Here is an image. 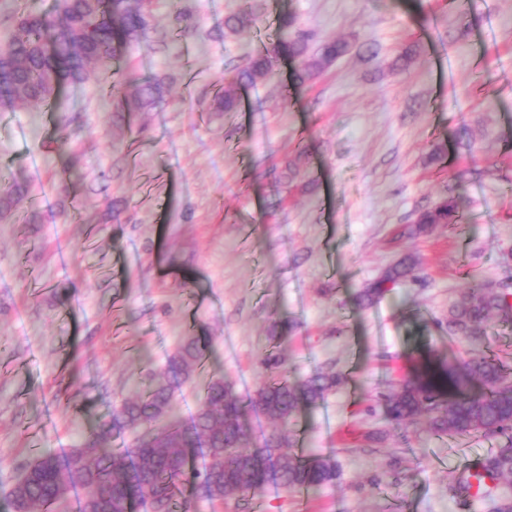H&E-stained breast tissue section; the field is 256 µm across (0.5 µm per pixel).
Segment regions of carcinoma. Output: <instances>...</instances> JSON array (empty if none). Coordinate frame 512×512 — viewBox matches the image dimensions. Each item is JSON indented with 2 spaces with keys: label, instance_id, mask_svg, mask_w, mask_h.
Here are the masks:
<instances>
[{
  "label": "carcinoma",
  "instance_id": "obj_1",
  "mask_svg": "<svg viewBox=\"0 0 512 512\" xmlns=\"http://www.w3.org/2000/svg\"><path fill=\"white\" fill-rule=\"evenodd\" d=\"M256 19L255 0H242L224 21L235 33ZM281 38L275 52L300 61L298 78L329 66L346 51L333 40L307 54V35L291 31L294 21L279 22ZM152 25L144 0H55L49 13H18L7 45L0 49V109L13 111L56 97L66 82L85 80L91 64L109 68L122 49L151 42ZM272 59L260 55L237 80L267 77ZM162 79L139 82L129 76L113 81L110 94L119 112H137L163 100ZM235 96L223 88L215 95L219 112L235 109ZM457 206L445 199L423 213L420 229L432 224H455ZM413 258L387 269L359 301L369 306L388 288L412 272ZM512 323V292L475 283L448 310L451 338L476 341L491 317ZM206 336H189L164 366L161 381L150 383L135 399L111 412L96 431L65 460L41 452L12 485L9 498L18 512H57L73 490L81 492L79 512H130L132 504L152 501L158 512H188L200 497L222 502L232 493L259 494L269 486L291 490L317 489L336 477L329 457H303L284 451L287 438L273 432L259 447L251 446L244 425L243 401L223 381L212 382L200 406L186 424L172 406L174 390L205 358ZM272 372L250 400L252 408L282 423L302 406L322 399L341 382L331 368L321 369L300 383L288 380L280 361L268 357ZM390 421L402 423L425 415L435 436L477 434L501 440L497 451L466 467L454 484L458 496H469L473 481L491 503V512H512V367L475 353L458 365L426 358L419 370L401 379L383 398ZM147 427V448L116 450L113 443L129 432ZM491 484H486L485 479Z\"/></svg>",
  "mask_w": 512,
  "mask_h": 512
}]
</instances>
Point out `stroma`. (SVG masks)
<instances>
[{
	"instance_id": "obj_1",
	"label": "stroma",
	"mask_w": 512,
	"mask_h": 512,
	"mask_svg": "<svg viewBox=\"0 0 512 512\" xmlns=\"http://www.w3.org/2000/svg\"><path fill=\"white\" fill-rule=\"evenodd\" d=\"M239 2L151 0L156 41L126 51L167 85L150 109L114 111L95 67L58 104L0 110V164L24 189L0 210V512L37 452L65 457L187 335L210 340L173 393L187 420L216 379L250 401L269 354L295 382L342 377L286 424L247 414L253 444L281 431L333 457V482L192 512H489L450 488L499 440L392 425L381 396L425 355L512 363L510 325L473 343L445 330L473 282L512 288V0H263L254 26L225 33ZM285 16L309 53L327 39L346 53L297 81L273 52ZM266 52L270 76L235 81ZM223 87L229 117L212 107ZM66 123L76 137L53 147ZM448 197L459 223L418 231ZM409 255L412 274L361 306Z\"/></svg>"
}]
</instances>
